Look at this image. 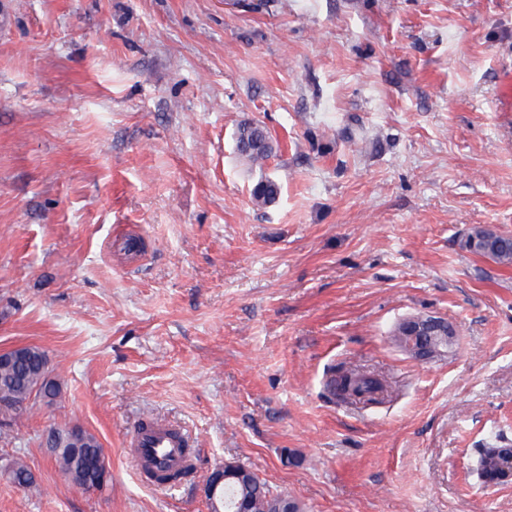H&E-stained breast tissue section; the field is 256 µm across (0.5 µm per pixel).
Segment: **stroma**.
Here are the masks:
<instances>
[{"instance_id":"stroma-1","label":"stroma","mask_w":512,"mask_h":512,"mask_svg":"<svg viewBox=\"0 0 512 512\" xmlns=\"http://www.w3.org/2000/svg\"><path fill=\"white\" fill-rule=\"evenodd\" d=\"M512 0H17L0 28V351L62 384L0 438V512H211L234 461L305 512H512L479 450L512 444ZM275 150H236L241 122ZM279 182L275 203L252 197ZM457 331L426 361L391 339ZM346 364L382 403L344 404ZM151 416L197 450L168 490L123 450ZM79 426L105 492L42 444ZM253 137L259 138L263 142H265L266 146L263 150L244 152L243 150H240L237 147V151L241 155L248 158L251 162L261 163L273 153V145L268 135V132L265 130L263 126L253 122H244L238 127L236 134L237 144L243 141L244 139H251ZM465 246L471 251L488 255L499 263L512 265V237L492 230L476 228L466 239ZM396 335L399 336L402 349L420 360L432 359L441 355L439 347L420 346L419 337L444 336L448 341L455 340L457 332L447 321L435 317L411 316L399 325Z\"/></svg>"}]
</instances>
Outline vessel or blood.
I'll return each instance as SVG.
<instances>
[{
  "mask_svg": "<svg viewBox=\"0 0 512 512\" xmlns=\"http://www.w3.org/2000/svg\"><path fill=\"white\" fill-rule=\"evenodd\" d=\"M123 446L127 455L151 467L158 476L156 488L165 490L166 475L182 464L188 442L178 428L147 417L126 435Z\"/></svg>",
  "mask_w": 512,
  "mask_h": 512,
  "instance_id": "1",
  "label": "vessel or blood"
}]
</instances>
